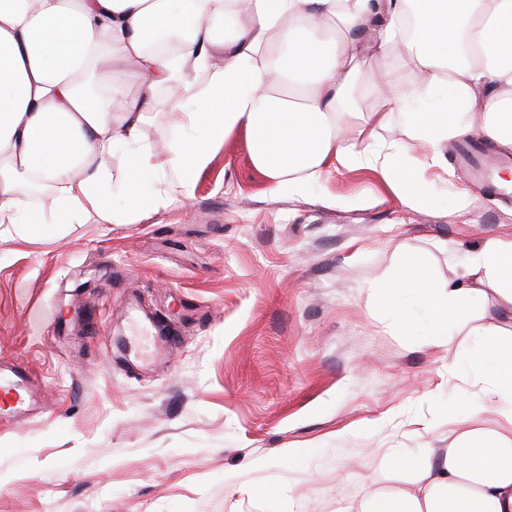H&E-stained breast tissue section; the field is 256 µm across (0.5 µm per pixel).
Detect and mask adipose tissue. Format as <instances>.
I'll list each match as a JSON object with an SVG mask.
<instances>
[{
	"instance_id": "ef3b65f1",
	"label": "adipose tissue",
	"mask_w": 512,
	"mask_h": 512,
	"mask_svg": "<svg viewBox=\"0 0 512 512\" xmlns=\"http://www.w3.org/2000/svg\"><path fill=\"white\" fill-rule=\"evenodd\" d=\"M0 0V224L29 233L23 221L30 186L47 184L49 208L61 223L96 216L106 224L133 223L166 210L161 183L181 177L184 197L197 170L232 131L246 134L252 160L274 190L304 197L324 170L370 165L400 201L415 206L427 193L423 169L443 163L451 138L483 135L512 147V0ZM194 29L172 56L143 49L148 28ZM414 32H407L408 18ZM416 62L414 79L394 86L371 63L395 52ZM135 59L121 81L93 98L80 75L107 61ZM206 73L198 83L197 73ZM373 93L370 110L352 95L358 76ZM139 93L127 94L130 86ZM169 87V138L142 142L155 88ZM124 108L112 109L115 99ZM403 112L412 144L368 148L374 129ZM357 130L364 149L340 133ZM418 148L416 171L399 163ZM128 160L130 184L150 183L151 196H128L112 210L110 161ZM460 281L434 286L414 257L402 260L381 296L382 308L403 320L395 296L417 294L439 331L492 336L496 373L472 405L480 415L497 404L512 427V241L490 239L464 261ZM493 293L500 322L473 324L476 299ZM408 487L349 500L339 512H512V430L477 427L443 455L434 450L399 461Z\"/></svg>"
}]
</instances>
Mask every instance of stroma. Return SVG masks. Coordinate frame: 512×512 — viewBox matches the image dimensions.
I'll list each match as a JSON object with an SVG mask.
<instances>
[{
  "mask_svg": "<svg viewBox=\"0 0 512 512\" xmlns=\"http://www.w3.org/2000/svg\"><path fill=\"white\" fill-rule=\"evenodd\" d=\"M454 148L409 208L370 167L273 191L234 131L157 215L59 231L41 202L42 234L1 231L0 362L38 377L0 423V512H336L406 485L396 456L444 453L449 409L457 433L502 428L469 409L492 365L460 362L414 293L406 330L379 307L403 255L444 287L512 241V198L457 209Z\"/></svg>",
  "mask_w": 512,
  "mask_h": 512,
  "instance_id": "stroma-1",
  "label": "stroma"
}]
</instances>
